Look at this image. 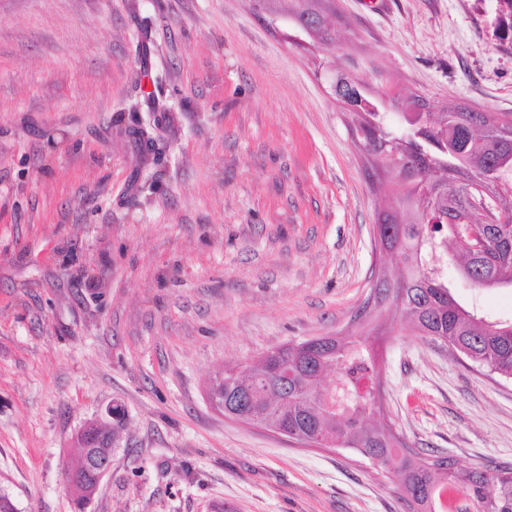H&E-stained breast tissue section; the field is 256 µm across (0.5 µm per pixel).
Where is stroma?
Masks as SVG:
<instances>
[{
    "label": "stroma",
    "instance_id": "stroma-1",
    "mask_svg": "<svg viewBox=\"0 0 512 512\" xmlns=\"http://www.w3.org/2000/svg\"><path fill=\"white\" fill-rule=\"evenodd\" d=\"M0 0V491L16 512H406L391 468L225 417V366L346 332L387 267L385 197L331 68L430 111L512 113L493 0ZM468 308L512 320V288ZM393 431L458 469L512 467V380L395 322ZM112 469L65 467L107 405ZM289 1L293 2L292 6L290 7V11L299 27L304 29V26L309 27V25H317L319 27V31L324 34V37L321 36L323 40H333V37L331 36L333 33L332 31L330 32L331 26L327 21L328 15L324 13L323 10L319 7V0ZM327 25L330 27V29Z\"/></svg>",
    "mask_w": 512,
    "mask_h": 512
}]
</instances>
